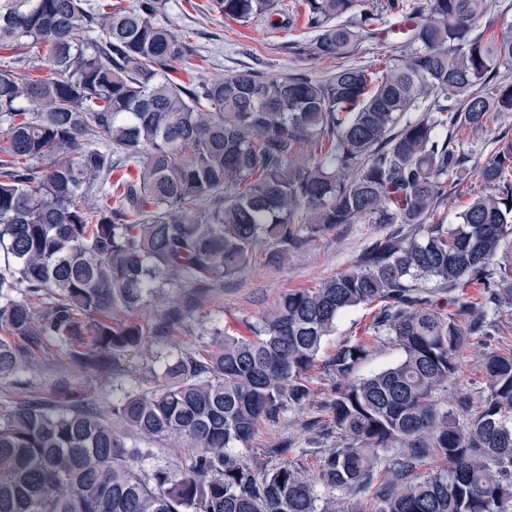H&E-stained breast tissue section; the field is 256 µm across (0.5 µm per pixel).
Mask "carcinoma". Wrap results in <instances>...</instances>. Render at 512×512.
Returning a JSON list of instances; mask_svg holds the SVG:
<instances>
[{"label": "carcinoma", "mask_w": 512, "mask_h": 512, "mask_svg": "<svg viewBox=\"0 0 512 512\" xmlns=\"http://www.w3.org/2000/svg\"><path fill=\"white\" fill-rule=\"evenodd\" d=\"M278 5L212 0L228 18L273 26ZM304 6L320 58L392 33L393 18L414 24L382 70L347 65L322 80L246 70L185 86L170 79L185 46L156 19L158 0L115 11L0 0V48L30 41L49 68L38 79L0 69L1 378L48 339L92 367L142 348L140 309L180 316L175 281L218 283L262 240L284 265L340 224L422 225L288 291L249 335L218 331L210 348L171 357L164 383L125 392L110 419L78 394L0 417V512H512V353L484 354L478 402L463 395L455 412L445 400L465 337L487 335L489 316L512 305V259L498 260L512 255V141L478 170L497 193L474 198L452 227L425 223L466 162L448 128L512 112V84H492L512 38L482 42L487 0ZM34 299L46 300L39 314ZM371 305L373 340L400 359L355 381L370 348L337 346L324 405L336 443L313 472L293 448L271 449L279 462L258 470L241 449L261 422L310 403L325 337ZM142 442L194 453L177 473L147 472ZM432 457L444 472L418 477Z\"/></svg>", "instance_id": "cac0c4a2"}]
</instances>
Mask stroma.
Instances as JSON below:
<instances>
[{
    "label": "stroma",
    "mask_w": 512,
    "mask_h": 512,
    "mask_svg": "<svg viewBox=\"0 0 512 512\" xmlns=\"http://www.w3.org/2000/svg\"><path fill=\"white\" fill-rule=\"evenodd\" d=\"M160 2L158 20L191 47L190 53L176 63L173 73L175 79L185 83L215 81L247 68L270 77L301 73L323 79L345 64L375 63L389 50L384 38H365L347 57L317 58L309 51L312 35L304 26L274 30L260 19L242 23L212 11L211 0ZM503 135L512 140V112H491L483 129L453 130V140L467 163L459 179L448 182L447 195L428 216V223L454 224L466 203L488 193L489 188L479 180L477 171L491 159L496 140ZM394 230L391 224L339 225L319 239L295 248L287 265L281 268L266 260L272 244H261L249 267L197 295L191 312L177 322L168 323L164 312L154 308L140 311L137 320L148 332V351L116 355L98 368L76 365L70 361L65 346L46 342L34 350L30 364L0 379V414L29 400L57 403L74 392L94 400L100 410H109L115 388L131 390L160 385L165 356L209 347L217 329L229 336L247 335L248 321L270 309L283 293L316 286L357 265L366 247ZM371 321V310L367 307L342 315L335 332L326 338L320 359H327L339 343L360 339L370 342L371 354L358 370V377L391 366L400 352L392 344L372 341ZM487 351H512L511 306L504 307L493 320L483 344L471 341L463 345L459 374L448 385L449 407H456L462 394L476 400L487 393L488 383L479 368L481 356ZM311 382L314 396L310 404L288 413L279 422L261 425L247 450L259 467L273 465L271 449L286 445L295 448L299 461L312 470L324 449L330 447V440L318 438L309 424L326 421L322 406L332 381L319 366L312 371Z\"/></svg>",
    "instance_id": "stroma-1"
}]
</instances>
